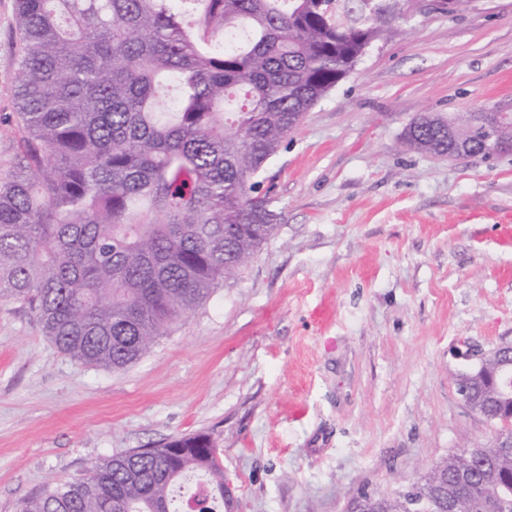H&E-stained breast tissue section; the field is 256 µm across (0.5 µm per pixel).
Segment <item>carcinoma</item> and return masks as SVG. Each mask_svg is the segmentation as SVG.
Masks as SVG:
<instances>
[{
	"label": "carcinoma",
	"instance_id": "carcinoma-1",
	"mask_svg": "<svg viewBox=\"0 0 512 512\" xmlns=\"http://www.w3.org/2000/svg\"><path fill=\"white\" fill-rule=\"evenodd\" d=\"M401 11L402 0H16L24 136L0 177V297L82 364L141 359L275 235L280 213L255 205L270 197L266 164L371 45L400 34ZM445 123L420 115L406 146L448 154ZM473 390L478 409L496 404L488 384ZM462 470L471 480L452 483ZM200 483V512H224L206 433L115 454L21 512H184ZM413 493L506 512L512 450L453 452L407 488L360 498L364 512H405Z\"/></svg>",
	"mask_w": 512,
	"mask_h": 512
}]
</instances>
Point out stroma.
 <instances>
[{"instance_id": "stroma-1", "label": "stroma", "mask_w": 512, "mask_h": 512, "mask_svg": "<svg viewBox=\"0 0 512 512\" xmlns=\"http://www.w3.org/2000/svg\"><path fill=\"white\" fill-rule=\"evenodd\" d=\"M403 26L268 163L276 235L149 354L79 363L0 298V512L189 433L214 440L232 512H347L492 440L452 351L512 341V155L448 160L402 135L512 100V0H422ZM16 51L0 0V176L23 138Z\"/></svg>"}]
</instances>
